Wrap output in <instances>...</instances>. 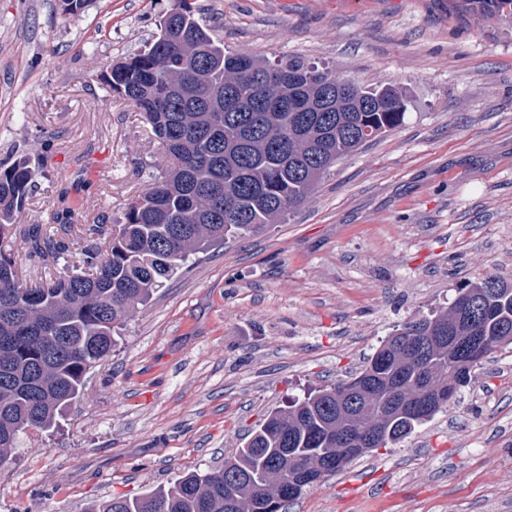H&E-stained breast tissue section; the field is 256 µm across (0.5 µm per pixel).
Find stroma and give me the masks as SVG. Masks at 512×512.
I'll return each instance as SVG.
<instances>
[{"label":"stroma","instance_id":"obj_1","mask_svg":"<svg viewBox=\"0 0 512 512\" xmlns=\"http://www.w3.org/2000/svg\"><path fill=\"white\" fill-rule=\"evenodd\" d=\"M173 0H0V163L37 189L0 249L25 279L79 264L162 166L103 82ZM230 52L328 64L408 99L401 125L339 160L281 223L189 261L124 321L54 433L0 471V512H86L219 466L305 389L348 379L399 325L466 281L512 278V18L454 0H196ZM70 229L52 221L62 182ZM64 242L33 253L32 228ZM512 512V344L447 411L355 459L287 512Z\"/></svg>","mask_w":512,"mask_h":512}]
</instances>
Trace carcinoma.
Listing matches in <instances>:
<instances>
[{
    "instance_id": "obj_1",
    "label": "carcinoma",
    "mask_w": 512,
    "mask_h": 512,
    "mask_svg": "<svg viewBox=\"0 0 512 512\" xmlns=\"http://www.w3.org/2000/svg\"><path fill=\"white\" fill-rule=\"evenodd\" d=\"M463 5L512 15V0ZM327 79L346 81L299 57L269 63L224 51L191 0H175L144 50L112 66V91L140 112L174 166L131 200L105 250L86 251L65 277L28 286L0 251V470L21 436L55 426L88 370L110 355L119 325L190 257L275 223L338 160L404 122L398 88L351 79L360 99L322 100ZM35 182L25 160L0 168V238ZM70 191L60 190L54 213L64 226L73 223ZM395 335L413 348L387 337L354 377L271 414L221 467L89 512H282L315 486L292 479L296 471L332 476L361 432L377 430L386 448L447 409L423 406L452 382L470 385L476 365L462 363L461 344L477 338L490 353L512 344V279L467 281L448 307Z\"/></svg>"
}]
</instances>
